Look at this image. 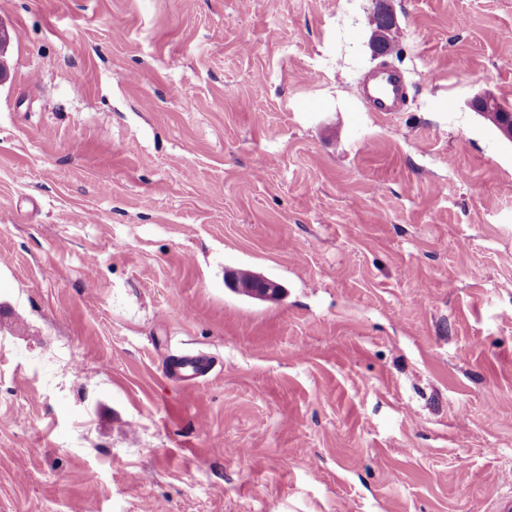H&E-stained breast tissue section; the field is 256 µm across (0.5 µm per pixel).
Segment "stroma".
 <instances>
[{
    "label": "stroma",
    "mask_w": 512,
    "mask_h": 512,
    "mask_svg": "<svg viewBox=\"0 0 512 512\" xmlns=\"http://www.w3.org/2000/svg\"><path fill=\"white\" fill-rule=\"evenodd\" d=\"M389 6L384 59L376 0H0V512L512 490V0ZM408 84L404 73L383 67L365 74L355 86V95L368 111L399 112L407 103ZM211 369V361L200 356H176L170 361L167 374L176 380L192 381L204 377Z\"/></svg>",
    "instance_id": "stroma-1"
}]
</instances>
